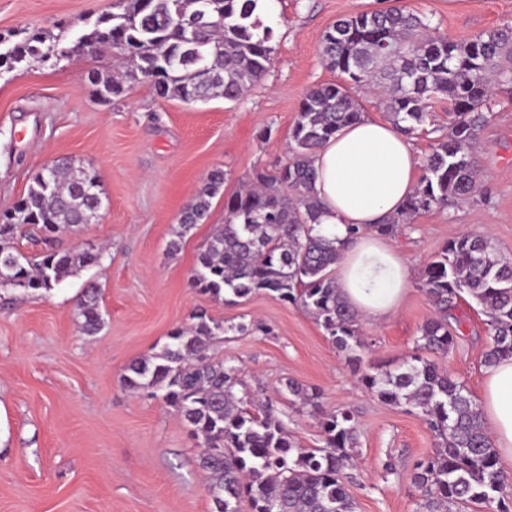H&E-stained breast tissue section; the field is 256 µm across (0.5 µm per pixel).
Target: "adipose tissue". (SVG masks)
<instances>
[{"mask_svg":"<svg viewBox=\"0 0 512 512\" xmlns=\"http://www.w3.org/2000/svg\"><path fill=\"white\" fill-rule=\"evenodd\" d=\"M315 192L324 233L343 243L337 264L342 298L378 323L403 302L412 273L373 230L398 212L417 185L419 159L411 141L387 121L362 117L341 128L315 153ZM358 226L349 234V226ZM479 409L501 461L512 464V357L483 369Z\"/></svg>","mask_w":512,"mask_h":512,"instance_id":"1","label":"adipose tissue"}]
</instances>
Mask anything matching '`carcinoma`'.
Masks as SVG:
<instances>
[{"label":"carcinoma","instance_id":"cac0c4a2","mask_svg":"<svg viewBox=\"0 0 512 512\" xmlns=\"http://www.w3.org/2000/svg\"><path fill=\"white\" fill-rule=\"evenodd\" d=\"M121 11L103 13L91 30L67 40L64 33L36 31L13 42L0 38V69L11 71L30 58L71 57L82 45L94 59L118 57V75L92 71L95 92L114 97L142 79L158 96L203 102H234L266 75L274 29L255 14L258 0H119ZM322 57L338 82L317 84L302 99L291 133L289 161L251 188L225 202L217 226L196 258L190 282L215 299L247 298L263 291L312 315L336 347L357 359L363 342L357 314L341 298L334 274L343 242L326 235L318 220L322 202L313 194L312 155L344 126L363 116L359 97L383 87L387 119L406 136L423 129L433 103L448 101L453 120L420 165L421 174L402 210L374 226L384 237L434 207L471 195L478 164L471 151L487 121L483 111L492 90L512 85V28L499 27L456 40L429 19L401 6L362 12L336 21L322 38ZM98 175L67 160L53 163L49 177L37 173L14 207L13 222L0 224V290L45 294L102 253L62 249L57 234L84 222L95 199ZM224 190V170L215 168L182 209L170 253L207 215L211 199ZM34 227L44 234V251L26 257L14 245L16 232ZM421 288L435 317L420 329L416 353L395 372L361 375L362 384L390 404L406 405L439 439V451L419 460L412 481L425 512L481 504L490 512H512V481L466 386L420 351L445 355L454 346L451 323L458 299L467 295L488 317L491 340L483 354L488 366L512 356V260L501 257L481 234L454 239L421 271ZM81 330L98 334L104 320L98 289L86 288L78 303ZM178 327L160 352L131 362L122 385L161 398L200 440L198 466L224 507L215 512H355L346 464L357 447V426L348 411L322 414L321 448H299L288 427L265 404L252 412L236 397L240 369L210 359L224 326L204 310ZM288 393L317 406L319 393L289 381Z\"/></svg>","mask_w":512,"mask_h":512}]
</instances>
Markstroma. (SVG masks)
Segmentation results:
<instances>
[{"instance_id":"35a3bbf8","label":"stroma","mask_w":512,"mask_h":512,"mask_svg":"<svg viewBox=\"0 0 512 512\" xmlns=\"http://www.w3.org/2000/svg\"><path fill=\"white\" fill-rule=\"evenodd\" d=\"M458 40L512 25V0H401ZM385 0H273V63L241 100L187 104L157 97L147 81L103 103L88 73L110 59L29 60L0 76V213L26 194L49 161L66 158L101 179V221L59 235L62 248H102L99 264L50 293L0 291V512H213L209 478L184 424L161 399L127 391L121 376L159 351L170 333L206 310L225 326L212 358L240 368L242 398H271L296 445L323 444L319 411L347 410L358 447L348 468L356 512H416L410 475L437 439L406 407L381 401L360 381L363 368H396L434 315L419 276L451 240L487 233L512 258V88L496 89L475 156L482 174L471 198L417 216L390 238L413 274L398 311L360 324L361 365L349 363L301 308L257 293L233 302L190 285L199 249L223 223L224 203L259 171L290 157L291 129L311 86L336 81L321 56L336 20L384 8ZM116 0H0V36L21 30L78 36ZM224 191L211 201L177 254L168 244L182 208L213 168ZM100 289V333L80 329L77 301ZM460 339L438 364L479 396L490 331L475 302L455 310ZM247 331H239V324ZM296 381L320 394L317 407L290 402Z\"/></svg>"}]
</instances>
